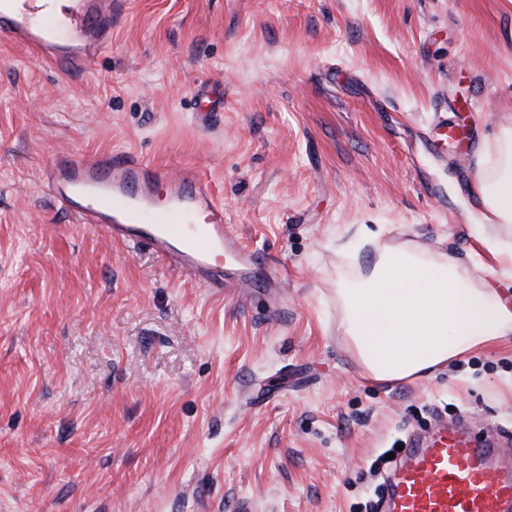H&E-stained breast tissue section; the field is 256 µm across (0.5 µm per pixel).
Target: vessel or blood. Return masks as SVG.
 Wrapping results in <instances>:
<instances>
[{"label":"vessel or blood","instance_id":"vessel-or-blood-1","mask_svg":"<svg viewBox=\"0 0 512 512\" xmlns=\"http://www.w3.org/2000/svg\"><path fill=\"white\" fill-rule=\"evenodd\" d=\"M0 0V36L62 71H88L112 43L115 0ZM53 199L106 236L144 245L199 285L250 289L260 254L232 235L224 205L195 169L174 170L127 152L70 154L47 173ZM230 260L231 269L214 256ZM385 512H512V450L473 445L439 429L404 448L387 483Z\"/></svg>","mask_w":512,"mask_h":512}]
</instances>
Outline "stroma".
I'll return each mask as SVG.
<instances>
[{"instance_id": "obj_1", "label": "stroma", "mask_w": 512, "mask_h": 512, "mask_svg": "<svg viewBox=\"0 0 512 512\" xmlns=\"http://www.w3.org/2000/svg\"><path fill=\"white\" fill-rule=\"evenodd\" d=\"M508 113L512 0H117L84 73L0 38V512H352L439 412L512 448L511 340L378 386L336 309L363 239L478 250L476 155ZM110 150L197 169L275 300L45 195Z\"/></svg>"}]
</instances>
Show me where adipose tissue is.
Listing matches in <instances>:
<instances>
[{
  "label": "adipose tissue",
  "mask_w": 512,
  "mask_h": 512,
  "mask_svg": "<svg viewBox=\"0 0 512 512\" xmlns=\"http://www.w3.org/2000/svg\"><path fill=\"white\" fill-rule=\"evenodd\" d=\"M472 192L482 211L472 234L496 263L495 281L405 242L376 246L371 268L337 288L341 332L371 381L421 378L512 339V298L498 289L512 282V115L483 143Z\"/></svg>",
  "instance_id": "adipose-tissue-1"
}]
</instances>
